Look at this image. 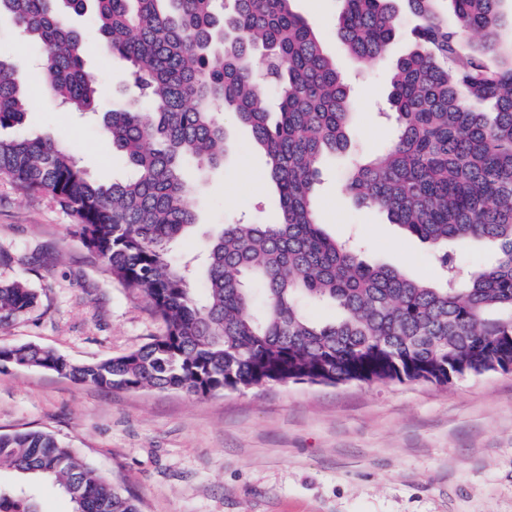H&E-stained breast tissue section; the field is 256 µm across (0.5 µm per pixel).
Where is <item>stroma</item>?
Here are the masks:
<instances>
[{
  "mask_svg": "<svg viewBox=\"0 0 512 512\" xmlns=\"http://www.w3.org/2000/svg\"><path fill=\"white\" fill-rule=\"evenodd\" d=\"M352 93L351 148L375 153L396 136L383 110L392 63L363 64L336 38V0H296ZM0 54L29 77L38 105L31 132H52L97 180L129 171L92 120L52 98L37 70L40 47L0 29ZM86 66L111 89L101 111L130 90L128 65L91 55ZM224 123L231 151L193 186L198 226L182 251L202 254L208 230L231 217L278 219L265 157L246 127ZM345 160L330 156L317 187L319 222L337 240L354 238L363 259L415 278L435 270L426 244L344 189ZM74 215L51 196L0 176V283L25 282L37 302L0 324V344H32L83 363L118 356L158 335L146 301L91 261ZM47 429L128 489L141 512H512V373L425 382L291 383L196 399L181 393L109 391L51 372L0 371V433Z\"/></svg>",
  "mask_w": 512,
  "mask_h": 512,
  "instance_id": "1",
  "label": "stroma"
}]
</instances>
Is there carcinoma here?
<instances>
[{
	"label": "carcinoma",
	"instance_id": "1",
	"mask_svg": "<svg viewBox=\"0 0 512 512\" xmlns=\"http://www.w3.org/2000/svg\"><path fill=\"white\" fill-rule=\"evenodd\" d=\"M293 2L0 0V18L39 45L48 93L70 112L98 113L99 83L69 16L89 17L99 56L130 64L138 98L99 124L130 171L102 184L54 135L23 132L28 79L0 56V130H15L0 136V175L75 215L92 261L140 293L163 324L139 348L85 363L1 344V366L199 398L272 384L447 385L512 372V47L503 55V0H340L337 36L360 62L390 55L401 7L416 19L391 78L397 139L353 159L345 188L434 248L442 274L433 282L366 263L319 224L321 164L349 144L350 90ZM224 111L264 152L280 221L225 222L198 265L175 254L197 224L185 169L224 164ZM468 239L491 242L494 261L457 263L448 243ZM36 302L22 281L0 285V318ZM315 303L332 305L334 317L312 318L306 307ZM4 464L24 483L55 485L72 512H140L134 496L48 431L0 433ZM0 512L38 510L24 491L0 489Z\"/></svg>",
	"mask_w": 512,
	"mask_h": 512
}]
</instances>
